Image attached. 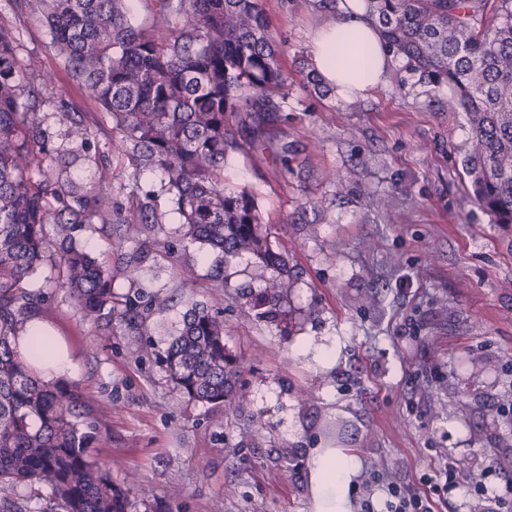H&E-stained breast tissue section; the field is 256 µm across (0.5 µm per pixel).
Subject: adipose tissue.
Wrapping results in <instances>:
<instances>
[{"mask_svg": "<svg viewBox=\"0 0 512 512\" xmlns=\"http://www.w3.org/2000/svg\"><path fill=\"white\" fill-rule=\"evenodd\" d=\"M391 60L378 28L368 18L364 0H338L334 16L313 37L310 63L327 86L342 99L352 93L367 95L380 88ZM16 346L37 365L44 379L70 373L69 360L54 345L37 321H28ZM358 463L341 452L313 449L309 462L315 494L314 512H354L349 488Z\"/></svg>", "mask_w": 512, "mask_h": 512, "instance_id": "1", "label": "adipose tissue"}]
</instances>
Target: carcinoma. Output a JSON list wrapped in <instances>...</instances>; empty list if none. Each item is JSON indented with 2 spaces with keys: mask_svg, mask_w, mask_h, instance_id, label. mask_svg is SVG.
<instances>
[{
  "mask_svg": "<svg viewBox=\"0 0 512 512\" xmlns=\"http://www.w3.org/2000/svg\"><path fill=\"white\" fill-rule=\"evenodd\" d=\"M38 14L58 56L94 96L101 119L120 134L114 149L136 176L160 170L182 238L222 254L215 287L231 259L247 253L270 271L250 295L257 317L275 322L292 286L288 256L272 240L255 198L224 183L233 153L254 148L262 112L288 97V75L262 0H144L150 31L134 26L127 0H12ZM370 19L402 70L420 82L448 83L446 107L471 130L463 173L492 223L512 228V0H367ZM50 77L24 69L10 29L0 24V512H128V492L93 459L105 423L82 390L46 382L17 352L15 337L44 308L32 276L45 266L85 317L117 315L151 332L168 300L114 289L112 256L132 271L150 259L162 223L150 203L126 214L112 197L108 156L95 148L86 118L63 112L81 153L53 146L41 112ZM100 164L99 181L77 184L70 168ZM57 231L49 248L47 225ZM106 236L92 253L76 243L85 229ZM174 387L189 399L232 406L241 362L224 343L220 311L196 304L164 354ZM47 487L49 506L32 508L19 487Z\"/></svg>",
  "mask_w": 512,
  "mask_h": 512,
  "instance_id": "obj_1",
  "label": "carcinoma"
}]
</instances>
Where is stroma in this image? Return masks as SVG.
<instances>
[{"label":"stroma","instance_id":"obj_1","mask_svg":"<svg viewBox=\"0 0 512 512\" xmlns=\"http://www.w3.org/2000/svg\"><path fill=\"white\" fill-rule=\"evenodd\" d=\"M282 47L291 89L269 125V151L233 154L228 184L255 196L262 220L288 253L294 284L290 321L258 320L239 290L261 291L265 272L250 256L232 260L214 287L218 255L183 240L158 170L131 176L113 152L111 124L58 58L41 17L0 0L20 63L52 72L43 111L55 145L69 148L64 112L93 117V140L108 152L112 193L134 210L145 192L163 224L152 268L113 263L119 293L168 296L170 306L140 336L119 320L87 319L66 289L45 286L41 315L64 344L79 386L108 420L93 455L129 486V512H313L309 452L327 447L324 425H347L343 449L358 461L356 501L382 508L379 480L404 485L444 467L460 483L455 512H489L480 486L504 490L512 469L486 472V451L512 455V230L465 190L470 128L445 112L447 85L405 86L387 78L376 92L342 100L306 79L312 36L328 19L314 0H263ZM192 265L197 278L178 272ZM222 304L224 341L247 371L248 400L214 408L182 396L162 357L192 304ZM111 335H103V328ZM335 358L323 362L319 345ZM179 482L181 493L171 496Z\"/></svg>","mask_w":512,"mask_h":512}]
</instances>
